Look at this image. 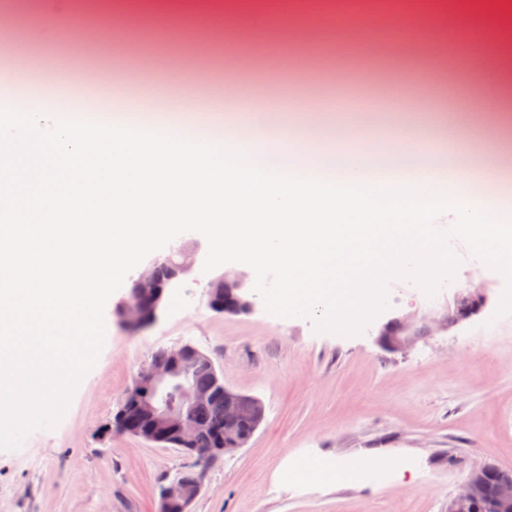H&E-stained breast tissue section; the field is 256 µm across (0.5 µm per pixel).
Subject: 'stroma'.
<instances>
[{
    "instance_id": "35a3bbf8",
    "label": "stroma",
    "mask_w": 512,
    "mask_h": 512,
    "mask_svg": "<svg viewBox=\"0 0 512 512\" xmlns=\"http://www.w3.org/2000/svg\"><path fill=\"white\" fill-rule=\"evenodd\" d=\"M118 2L16 0L14 38L45 57V76L155 91L150 106L160 111L205 106L220 119L255 96L268 112L326 114L341 98L345 130L363 151L378 140L355 130L366 111L401 113L420 135L430 112L445 110L475 142H493L499 154L512 147L506 125L471 100L470 58L452 32L431 35L426 52L409 28L389 37L385 0H363L381 27L369 46L355 40L356 11L315 37L318 0H220L243 20L266 16L265 47L211 21V0H130L141 22L129 29L112 26ZM53 9L63 13L61 36L29 41L33 19ZM78 22L109 27L108 41L90 51L73 44ZM189 27L206 29V39L184 43ZM172 244L195 249L198 261L157 322L124 328L117 306L129 288L121 286L105 306L104 347L62 420L0 451V512H156L162 488L195 468V459L134 437L104 440L100 430L153 352L187 343L213 360L227 386L265 405L247 445L203 469L189 512H448L472 470L512 471V315H495L506 286L499 272L461 260L453 283L432 298L417 284L390 281L388 308L362 335L344 337L315 333L310 320L273 316L260 303L246 314L214 312V275L202 265L206 239L187 232ZM471 284L487 290L478 315L402 352L377 343L388 318L443 312L452 288ZM373 457L390 470H365ZM311 460L320 474L305 472Z\"/></svg>"
}]
</instances>
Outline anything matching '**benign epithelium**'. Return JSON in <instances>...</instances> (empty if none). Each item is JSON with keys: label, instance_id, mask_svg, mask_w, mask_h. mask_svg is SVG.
Instances as JSON below:
<instances>
[{"label": "benign epithelium", "instance_id": "1", "mask_svg": "<svg viewBox=\"0 0 512 512\" xmlns=\"http://www.w3.org/2000/svg\"><path fill=\"white\" fill-rule=\"evenodd\" d=\"M166 258L167 282L159 280L155 261L133 281L130 296L119 310L125 326L142 327L154 322L168 294L189 271L188 254L183 249H170ZM226 288L239 290L236 310L250 312L255 308L256 294L252 291L249 274L236 272L231 276L223 274L211 282L209 304L213 310L224 311ZM143 295L151 297V307L144 305ZM487 302L485 289L461 288L453 296V306L441 317L423 318L420 328L403 318H391L379 327L377 340L385 349L401 352L416 336L468 320L480 313ZM203 360L205 356L187 344L162 351L161 356L151 360L142 377L128 388L124 406L106 427L107 432L118 431L149 443L175 447L196 455L204 463L244 447L263 422L265 406L259 398L226 386L218 376L214 377L210 388L194 386L190 381L191 372ZM217 395L224 396V437L218 440L215 448H195L193 443L201 428L193 416V408ZM490 487L500 512H512V476L493 467H485L478 476L466 479L458 493L448 501V512H468V507L483 499ZM199 492L196 479L180 475L161 491L158 512H188Z\"/></svg>", "mask_w": 512, "mask_h": 512}]
</instances>
